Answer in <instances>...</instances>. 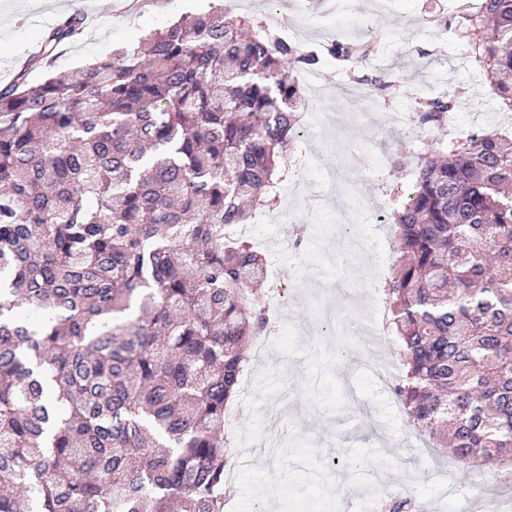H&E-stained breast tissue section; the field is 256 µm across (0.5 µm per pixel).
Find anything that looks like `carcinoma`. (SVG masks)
Wrapping results in <instances>:
<instances>
[{"label":"carcinoma","mask_w":512,"mask_h":512,"mask_svg":"<svg viewBox=\"0 0 512 512\" xmlns=\"http://www.w3.org/2000/svg\"><path fill=\"white\" fill-rule=\"evenodd\" d=\"M83 28L68 16L0 87V512H224L225 414L270 327L238 229L278 199L307 105L292 74L318 57L218 7L51 70ZM455 30L512 112V0ZM456 106L412 111L441 129ZM412 172L386 215L392 393L429 447L512 467V137Z\"/></svg>","instance_id":"carcinoma-1"}]
</instances>
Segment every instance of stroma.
I'll use <instances>...</instances> for the list:
<instances>
[{
  "label": "stroma",
  "mask_w": 512,
  "mask_h": 512,
  "mask_svg": "<svg viewBox=\"0 0 512 512\" xmlns=\"http://www.w3.org/2000/svg\"><path fill=\"white\" fill-rule=\"evenodd\" d=\"M369 0H350L346 9L368 11L370 26L357 33L376 47V67L392 87L364 111L339 95L354 82L345 63L323 55L315 70L324 98L308 97L317 115V153L300 177L304 188L288 219L309 225L302 249L289 246V227L281 210L267 215L279 228L285 248L261 244L274 280L263 301L287 314L289 337L273 342L246 374L247 395L238 429L249 446L248 467L236 473L242 512L266 504L268 512H376L378 492L412 489L444 512H468L481 498L493 497L512 481V472L479 473L456 467L455 486L440 482L436 466L446 451L417 456L421 439L408 426L390 387L376 378L373 363L386 370L398 364L395 342L386 336H327L325 316L350 312L368 319L371 301L390 272L393 251L376 240L362 209L390 205L389 186L408 182L409 166L394 168L398 155L416 157L447 138L444 129H404L400 116L416 96L456 93L452 121L463 127L479 120L487 129L512 123V113L471 63L445 65L448 0H394L369 8ZM211 0H0V85L40 48L44 33L62 18L79 13L86 25L78 41L62 45L55 68L73 69L131 46L151 31L187 13L208 11Z\"/></svg>",
  "instance_id": "1"
}]
</instances>
